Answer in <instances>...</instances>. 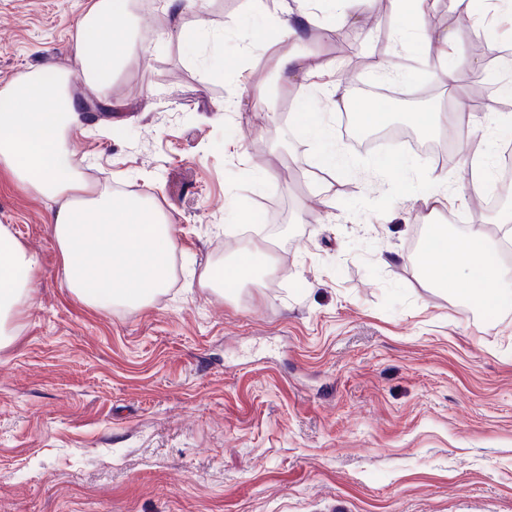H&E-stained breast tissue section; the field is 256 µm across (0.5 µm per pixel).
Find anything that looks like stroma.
I'll use <instances>...</instances> for the list:
<instances>
[{
	"instance_id": "obj_1",
	"label": "stroma",
	"mask_w": 512,
	"mask_h": 512,
	"mask_svg": "<svg viewBox=\"0 0 512 512\" xmlns=\"http://www.w3.org/2000/svg\"><path fill=\"white\" fill-rule=\"evenodd\" d=\"M85 0H0V85L66 62ZM278 0H161L138 28L160 30L112 87L107 112H85L71 139L87 180L153 197L175 227L176 276L136 311H101L68 288L49 217L52 200L0 172V224L39 260L33 301L0 348V512H512V292L488 310L429 288L411 244L422 220L399 218L403 186L459 189L491 113L458 112L421 71L426 113L444 112L434 153L408 143H354L348 125L383 112L378 96L336 111L318 87L281 94L273 48L248 52L235 28L263 26ZM309 43L361 87L388 0L339 22L317 0ZM433 26L457 30V75L512 51V11L498 0H436ZM221 43L183 40L196 26ZM243 55V76L225 58ZM264 95L266 109L254 105ZM332 128L314 144L299 113ZM336 174L320 166L325 151ZM253 169L274 177L254 185ZM333 184L325 215L320 185ZM242 225L268 216L277 259L265 287L222 298L187 287L190 270L222 265ZM485 199L436 216L447 235L486 221ZM388 262H379V255Z\"/></svg>"
}]
</instances>
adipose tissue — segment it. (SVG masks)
Instances as JSON below:
<instances>
[{
	"mask_svg": "<svg viewBox=\"0 0 512 512\" xmlns=\"http://www.w3.org/2000/svg\"><path fill=\"white\" fill-rule=\"evenodd\" d=\"M389 2L401 32L419 33L443 63L441 79L453 83L447 59L454 54L455 28L428 26L432 0ZM306 3L292 0L263 30L265 42L278 48L271 66L286 93L317 85L336 68L335 61L305 44L317 23ZM130 19L131 0H88L76 23L69 65L50 61L0 86V171L23 189L56 200L50 222L68 286L81 301L103 311L137 309L164 293L174 276L177 250L174 228L152 199L99 188L68 161L70 135L82 110L70 84L79 79L93 92L111 90L130 60ZM37 270L35 255L1 224L0 347L12 343L23 327ZM274 272V253L264 239L238 251L229 263L205 266L198 285L233 297ZM420 273L428 285L481 309L494 305L512 282L501 243L480 226L465 237L445 240Z\"/></svg>",
	"mask_w": 512,
	"mask_h": 512,
	"instance_id": "ef3b65f1",
	"label": "adipose tissue"
}]
</instances>
